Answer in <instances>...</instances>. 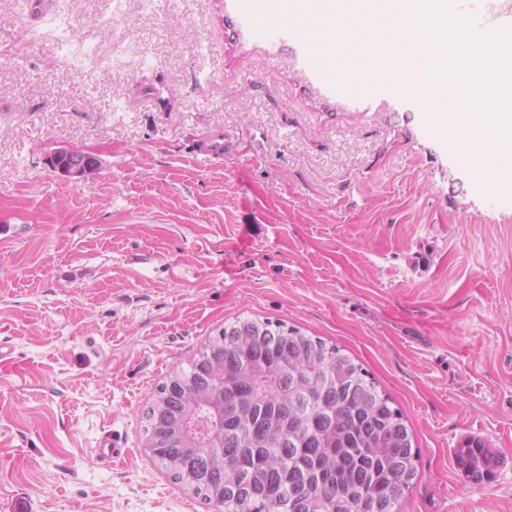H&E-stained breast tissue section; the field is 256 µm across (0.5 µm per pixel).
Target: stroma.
<instances>
[{
	"mask_svg": "<svg viewBox=\"0 0 512 512\" xmlns=\"http://www.w3.org/2000/svg\"><path fill=\"white\" fill-rule=\"evenodd\" d=\"M51 2L0 0V341L28 368L0 377V512H210L144 412L239 318L392 398L419 452L397 512H512V203L389 81L338 96L302 44L232 42L236 0ZM61 145L98 176L52 172ZM86 153L74 147L59 146L46 153L44 164L63 178L90 180L98 174L100 163L94 155ZM495 462L497 463L495 453L479 439H470L455 451L457 469L476 483L492 476Z\"/></svg>",
	"mask_w": 512,
	"mask_h": 512,
	"instance_id": "stroma-1",
	"label": "stroma"
}]
</instances>
